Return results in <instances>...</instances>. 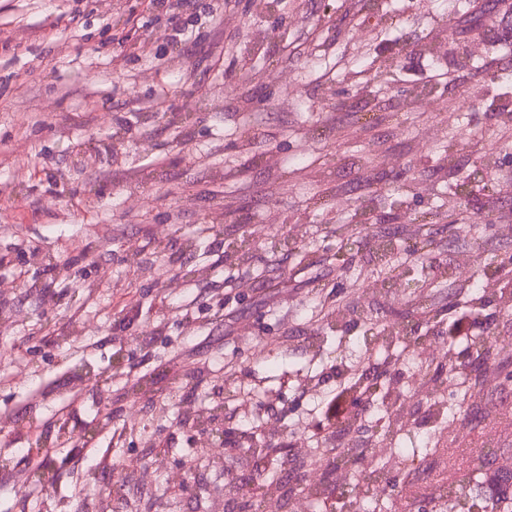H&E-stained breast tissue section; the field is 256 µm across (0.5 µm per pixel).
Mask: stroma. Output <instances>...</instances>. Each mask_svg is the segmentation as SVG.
<instances>
[{"label":"stroma","instance_id":"obj_1","mask_svg":"<svg viewBox=\"0 0 512 512\" xmlns=\"http://www.w3.org/2000/svg\"><path fill=\"white\" fill-rule=\"evenodd\" d=\"M507 265L512 0H0V512H244L273 469L298 490V442L259 432L279 452L254 461L245 416L334 432L346 369L412 381L404 344L347 348L395 321L443 341L470 305L512 336Z\"/></svg>","mask_w":512,"mask_h":512}]
</instances>
